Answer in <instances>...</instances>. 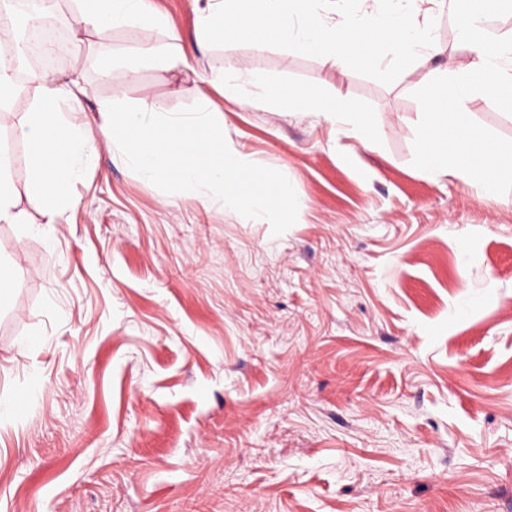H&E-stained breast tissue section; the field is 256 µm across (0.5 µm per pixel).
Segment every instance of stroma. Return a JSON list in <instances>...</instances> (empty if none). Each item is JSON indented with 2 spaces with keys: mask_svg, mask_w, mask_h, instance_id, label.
<instances>
[{
  "mask_svg": "<svg viewBox=\"0 0 512 512\" xmlns=\"http://www.w3.org/2000/svg\"><path fill=\"white\" fill-rule=\"evenodd\" d=\"M144 8L169 16L193 70L102 78L100 39L80 30L82 54L54 72L83 90L70 120L147 97L217 109L232 149L287 172L306 207L209 203L104 142L51 227L55 255L0 223V259L22 276L0 309V394L26 405L0 420V512H512V192L411 164L413 91L467 59L450 12L445 54L383 84L294 51H200L194 0ZM167 41L136 23L110 43ZM219 70L341 93L377 141L261 95L224 99ZM18 82L0 153L38 225L18 126L41 88Z\"/></svg>",
  "mask_w": 512,
  "mask_h": 512,
  "instance_id": "stroma-1",
  "label": "stroma"
}]
</instances>
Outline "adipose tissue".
Listing matches in <instances>:
<instances>
[{"instance_id":"adipose-tissue-1","label":"adipose tissue","mask_w":512,"mask_h":512,"mask_svg":"<svg viewBox=\"0 0 512 512\" xmlns=\"http://www.w3.org/2000/svg\"><path fill=\"white\" fill-rule=\"evenodd\" d=\"M82 27L100 38L139 20L167 30L165 49L148 50L157 68H192L193 58L161 12L145 14L144 0H75ZM41 96L21 121L19 128L32 172V190L47 223H54L66 203V189L78 181L97 156L99 142L118 147L121 155L147 181L170 182L207 201L247 206L256 215L270 210L298 212L304 202L287 175L257 169L243 155L228 149L218 112L193 117L169 115L155 101H144L128 111L108 107L100 111L99 137H92L86 124L68 120L71 112L83 111L78 83L60 84L49 74H39ZM209 83L220 88L224 98L247 99L252 89L297 110L345 125L350 135L365 146H373L375 133L366 116L346 109L341 94L319 95L289 84L271 83L260 72L245 75L214 73Z\"/></svg>"}]
</instances>
